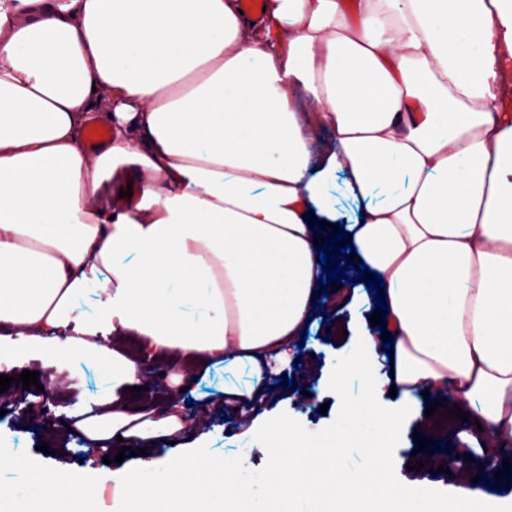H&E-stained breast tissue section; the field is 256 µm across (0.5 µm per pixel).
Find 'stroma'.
<instances>
[{
    "instance_id": "35a3bbf8",
    "label": "stroma",
    "mask_w": 512,
    "mask_h": 512,
    "mask_svg": "<svg viewBox=\"0 0 512 512\" xmlns=\"http://www.w3.org/2000/svg\"><path fill=\"white\" fill-rule=\"evenodd\" d=\"M327 292L328 321L324 328L305 339L301 352L291 353L290 365L282 367L280 374L287 385L272 384L265 394L259 410H252L247 397L225 392L223 375H216L206 387L204 395L194 404L180 402L171 397L168 405L184 420L183 431L175 434L173 441L164 442L150 449L153 459L172 460L187 451L195 441L228 458H241L250 471L261 470L268 461V450L247 432L248 419L252 414L273 418L287 413L309 432L316 433L329 426L340 409V400L328 386L330 372L337 358L342 357L355 338L346 329L355 319L352 290L349 286L329 285ZM308 391V398H301V391ZM10 401L5 414L0 415V465L12 468L17 453H24L28 461L55 470L61 482L76 478H89L98 484V506L106 508L108 501L116 499L120 491L113 486V468L104 464L102 457L85 456L76 444L74 433L66 425H44L42 419L21 415L20 410L29 406L32 395L21 384L8 388ZM435 435L445 445V453H435L429 448H417L415 434ZM48 444L49 453H42L41 444ZM483 440L470 441L460 429L448 427L433 431L428 418L419 415L409 421L402 430L399 444L394 451V472L403 485L428 488L441 492L450 491L459 484L461 477H479L487 489L484 498L512 499V466L503 468L500 474L483 470ZM418 455L427 464L420 471L408 470L411 455ZM457 457L458 466L450 472H439V465L448 457Z\"/></svg>"
}]
</instances>
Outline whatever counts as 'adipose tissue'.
<instances>
[{"label":"adipose tissue","instance_id":"adipose-tissue-1","mask_svg":"<svg viewBox=\"0 0 512 512\" xmlns=\"http://www.w3.org/2000/svg\"><path fill=\"white\" fill-rule=\"evenodd\" d=\"M0 0V356L93 380L66 407L100 448L183 424L131 410L146 362L201 394L246 396L322 301L318 239L343 226L381 275L392 447L424 390L450 385L466 432L512 441V0ZM107 114L87 150L80 127ZM333 131L318 145L316 128ZM342 377L371 380L379 340ZM6 512H91L82 480L19 463Z\"/></svg>","mask_w":512,"mask_h":512}]
</instances>
